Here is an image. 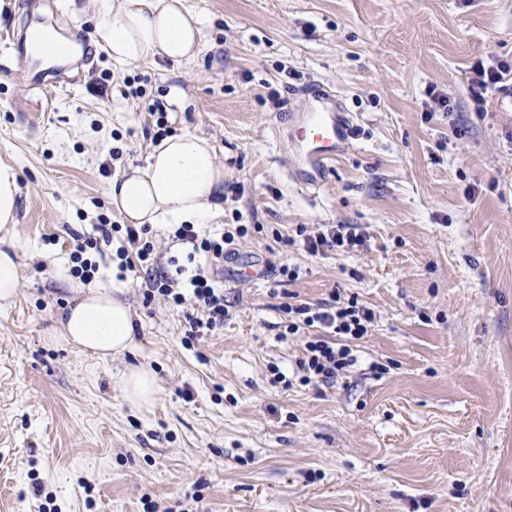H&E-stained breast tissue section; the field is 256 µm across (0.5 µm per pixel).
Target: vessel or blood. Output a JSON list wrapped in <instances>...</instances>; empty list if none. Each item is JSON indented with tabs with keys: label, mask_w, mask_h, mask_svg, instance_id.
Masks as SVG:
<instances>
[{
	"label": "vessel or blood",
	"mask_w": 512,
	"mask_h": 512,
	"mask_svg": "<svg viewBox=\"0 0 512 512\" xmlns=\"http://www.w3.org/2000/svg\"><path fill=\"white\" fill-rule=\"evenodd\" d=\"M47 57L44 43H35L31 50L16 51L19 71L33 83H41V67ZM310 95L314 105L301 126L295 127L292 142L297 150L299 174L306 187L324 185L336 161L345 155L354 139V122L341 100L329 89L319 86Z\"/></svg>",
	"instance_id": "1"
}]
</instances>
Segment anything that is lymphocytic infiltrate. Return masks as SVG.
Instances as JSON below:
<instances>
[{
    "label": "lymphocytic infiltrate",
    "mask_w": 512,
    "mask_h": 512,
    "mask_svg": "<svg viewBox=\"0 0 512 512\" xmlns=\"http://www.w3.org/2000/svg\"><path fill=\"white\" fill-rule=\"evenodd\" d=\"M114 227L109 223L96 225L95 233L86 236L72 233L74 251L70 273L81 281H92L99 270L97 262L88 259L87 250L111 245ZM246 228L236 227L216 237L200 236L195 225L181 224L175 228L174 239L191 245L193 251L204 260L205 271L195 273L190 280L183 281L170 276L162 266V254L150 225L130 224L126 227L124 247L118 248L120 271L144 270L148 273L145 282L146 299L162 297L169 304L181 306L191 304L194 312L188 317V339L209 336L223 329L224 289L210 277L212 270L224 267L228 248L236 238L245 237ZM364 238L349 224L329 225L326 232L306 238L309 252H350L362 246ZM289 318V333H297L300 327L318 329L319 334L305 345V354L299 361L302 372L301 383L318 379H332L338 372L354 362L350 341L367 335L374 320L371 309L358 304L356 299L341 300L339 294H331L328 301L313 305L307 302L288 303L283 307Z\"/></svg>",
    "instance_id": "lymphocytic-infiltrate-1"
}]
</instances>
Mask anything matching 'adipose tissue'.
Returning a JSON list of instances; mask_svg holds the SVG:
<instances>
[{"mask_svg":"<svg viewBox=\"0 0 512 512\" xmlns=\"http://www.w3.org/2000/svg\"><path fill=\"white\" fill-rule=\"evenodd\" d=\"M92 38L113 66L124 68L162 58L175 65L201 52V19L186 0H87ZM18 171L0 164V305L10 304L20 282L14 229ZM112 207L129 224H206L224 213V166L206 138L187 131L165 137L144 165L130 168L109 185ZM57 338L100 361L132 350L135 317L117 289L80 293L59 318ZM124 402L148 414L163 388L147 365H128L119 377Z\"/></svg>","mask_w":512,"mask_h":512,"instance_id":"ef3b65f1","label":"adipose tissue"}]
</instances>
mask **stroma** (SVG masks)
I'll return each mask as SVG.
<instances>
[{
    "mask_svg": "<svg viewBox=\"0 0 512 512\" xmlns=\"http://www.w3.org/2000/svg\"><path fill=\"white\" fill-rule=\"evenodd\" d=\"M202 51L116 70L92 47L85 0H0V163L19 173L21 280L0 307V512H512V112L470 93L475 62L512 64V0H186ZM37 12L72 42L69 83L8 69L6 33ZM333 87L357 128L324 187L291 180L289 115ZM446 108H439V100ZM164 104L208 138L224 213L248 227L224 285V328L185 343L187 309L118 279L132 352L100 362L48 343L81 288L71 232L121 218L113 177L144 164ZM355 224L353 253L282 248L298 225ZM298 277L281 275V266ZM375 313L355 362L301 384L308 331L289 296L332 290ZM148 364L164 392L130 411L118 377ZM46 495L34 498L33 483Z\"/></svg>",
    "mask_w": 512,
    "mask_h": 512,
    "instance_id": "1",
    "label": "stroma"
}]
</instances>
